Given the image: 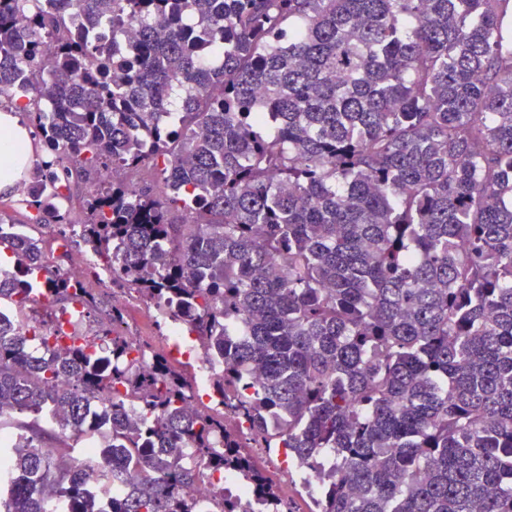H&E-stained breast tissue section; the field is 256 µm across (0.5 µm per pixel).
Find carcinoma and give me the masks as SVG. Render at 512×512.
Wrapping results in <instances>:
<instances>
[{"instance_id": "cac0c4a2", "label": "carcinoma", "mask_w": 512, "mask_h": 512, "mask_svg": "<svg viewBox=\"0 0 512 512\" xmlns=\"http://www.w3.org/2000/svg\"><path fill=\"white\" fill-rule=\"evenodd\" d=\"M512 0H0V84L112 284L224 361L194 377L111 325L70 345L38 297L97 306L0 221V512H194L212 469L283 512L247 438L321 475L310 512H512ZM156 183L105 182L101 168ZM151 369L141 372L142 363ZM77 377L75 391L53 386ZM140 413L126 414L127 401ZM98 409L112 446L79 467ZM181 448H194L195 463ZM84 196H85V185L76 184L72 186L71 197L65 203V209L67 210V219L72 224H81L84 219Z\"/></svg>"}]
</instances>
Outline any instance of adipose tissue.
I'll return each instance as SVG.
<instances>
[{"mask_svg": "<svg viewBox=\"0 0 512 512\" xmlns=\"http://www.w3.org/2000/svg\"><path fill=\"white\" fill-rule=\"evenodd\" d=\"M34 160L32 135L13 111H0V195L14 194L18 181Z\"/></svg>", "mask_w": 512, "mask_h": 512, "instance_id": "adipose-tissue-1", "label": "adipose tissue"}]
</instances>
